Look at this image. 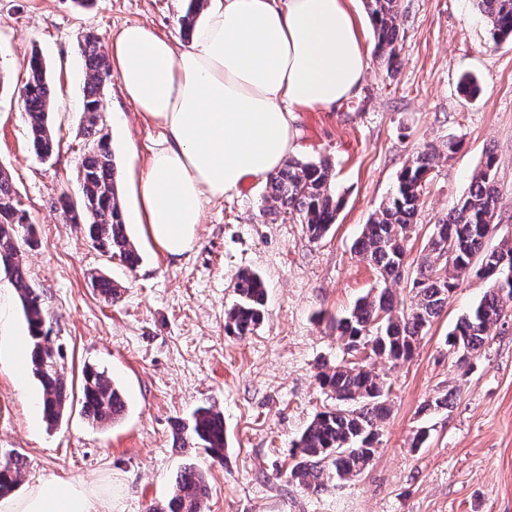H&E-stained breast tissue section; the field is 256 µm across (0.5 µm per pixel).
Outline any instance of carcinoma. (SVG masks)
<instances>
[{
	"mask_svg": "<svg viewBox=\"0 0 512 512\" xmlns=\"http://www.w3.org/2000/svg\"><path fill=\"white\" fill-rule=\"evenodd\" d=\"M475 2L490 25L493 44L512 40V0ZM203 7L204 0H188L180 20L184 36L190 35ZM367 7L374 27V55L389 69L401 50L398 0H367ZM79 44L87 74L80 131L92 142V150L81 163L79 201L64 200L62 209L70 223L86 226L88 237L103 253L133 269L141 256L127 234L117 189L118 170L100 121L102 92L113 78L111 62L93 34L81 35ZM51 97L47 67L34 52L27 61L19 100L33 149L44 161L59 150L49 124ZM460 148L461 142L456 140L443 145L450 156ZM441 151L426 147L411 155L393 193L364 226L356 242V253L375 267L385 282L401 278L406 264L405 237ZM495 164L494 155L487 154L468 193L436 225L427 253L420 260L419 276L413 282L408 305L398 307L389 288L380 287L358 299L353 309L336 321L343 357L334 365H322L317 373L320 387L334 395L336 405L316 413L291 450L289 478L298 486L317 493L323 490L325 476L331 472L340 480L355 477L369 466L377 452L378 423L388 413L386 383L366 364L350 361L354 352L367 349L369 354L383 357L394 366L409 361L450 295L472 273L489 279L490 287L478 305L448 332L445 343L457 363L473 369L492 330L512 320V314L506 311V303L512 301V243L504 240L490 251L485 247L495 229L499 202ZM333 178L327 159H290L266 182L264 212L285 214L305 225L311 238L321 239L335 224L342 206ZM35 243L33 225L20 207L13 179L1 169L0 269L20 292L30 336L31 371L41 385L45 421L51 427L57 426L77 401L84 416L93 422L116 423L125 415V396L105 370L94 364L84 365L77 400L60 374L59 349L52 347L42 299L29 283L24 259L25 250ZM92 285L108 303L120 297L121 285L106 276L92 277ZM235 290L237 300L226 313V329L229 334L244 338L263 321L266 289L258 274L243 272L238 275ZM177 434L193 439L217 460L224 456V417L209 406L197 408L191 424H178ZM25 465L18 455L0 461V498L11 494ZM206 497L204 475L189 467L178 476L167 508L154 512H202L198 504Z\"/></svg>",
	"mask_w": 512,
	"mask_h": 512,
	"instance_id": "cac0c4a2",
	"label": "carcinoma"
}]
</instances>
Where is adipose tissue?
I'll use <instances>...</instances> for the list:
<instances>
[{"label": "adipose tissue", "instance_id": "adipose-tissue-1", "mask_svg": "<svg viewBox=\"0 0 512 512\" xmlns=\"http://www.w3.org/2000/svg\"><path fill=\"white\" fill-rule=\"evenodd\" d=\"M350 0H208L177 48L143 24L113 38L125 99L167 131L135 185L137 217L166 254H185L203 204L268 179L294 148V114L357 94L368 68ZM0 512H100L69 483L0 501Z\"/></svg>", "mask_w": 512, "mask_h": 512}]
</instances>
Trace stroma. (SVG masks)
<instances>
[{"mask_svg":"<svg viewBox=\"0 0 512 512\" xmlns=\"http://www.w3.org/2000/svg\"><path fill=\"white\" fill-rule=\"evenodd\" d=\"M186 0H0V166L14 179L38 244L26 258L41 293L47 326L65 379L94 364L124 388L128 411L115 428L93 425L80 407L47 427L34 376L15 381L16 363L0 357V458L19 454L27 466L17 495L37 484L54 489L79 482L105 496L102 512H153L172 496L187 467L201 470L210 495L206 512H512V327L494 329L477 365L465 371L445 338L482 299L487 280L471 276L421 340L411 361L385 375L390 414L380 425L377 452L364 472L325 481L312 494L288 477L294 442L314 415L331 406L316 380L318 363L341 360L336 321L379 275L354 244L392 192L404 163L448 138L462 143L428 176L408 232L407 267L390 289L408 301L420 258L436 224L469 190L485 160L496 157L500 200L488 248L512 240V41L493 45L474 0H400L402 50L393 66L370 60L356 97L332 109L296 114L293 158L329 160L343 207L319 241L286 215L264 214L263 183L205 203L189 251L171 257L136 224L130 182L144 169L165 129L145 120L109 84L101 114L120 171V199L142 260L128 269L99 251L83 225L65 223L59 198L78 199L79 170L90 148L79 130L86 78L79 46L95 33L110 49L127 24L151 26L185 45L178 19ZM39 52L54 87L50 113L59 152L40 160L32 151L17 90L31 52ZM470 74L478 90L461 92ZM261 276L264 320L241 339L228 334L225 313L240 273ZM121 286L107 303L91 279ZM448 408L422 413L438 393ZM224 415L223 461L203 449L175 445V422L196 408ZM427 430L413 447L418 430Z\"/></svg>","mask_w":512,"mask_h":512,"instance_id":"stroma-1","label":"stroma"}]
</instances>
